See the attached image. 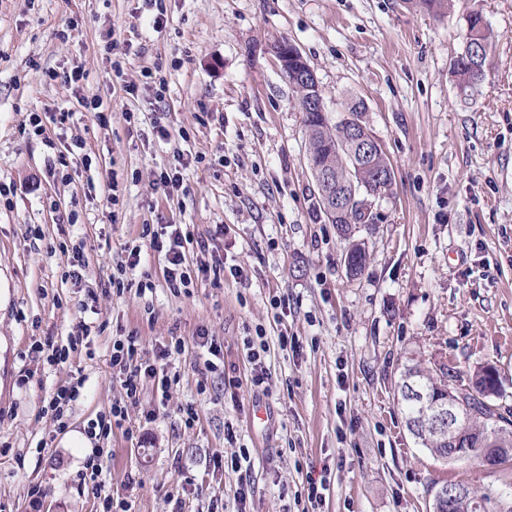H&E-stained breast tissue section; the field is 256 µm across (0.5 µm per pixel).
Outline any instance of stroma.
<instances>
[{
	"label": "stroma",
	"instance_id": "1",
	"mask_svg": "<svg viewBox=\"0 0 512 512\" xmlns=\"http://www.w3.org/2000/svg\"><path fill=\"white\" fill-rule=\"evenodd\" d=\"M160 28L144 0H0V504L7 512H95L77 490L89 451L73 445L88 419L122 394L112 376V341L137 331L146 353L178 338L184 354L167 405L132 437L102 443L105 476L134 512H298L309 479H326L318 512H429L445 481L502 486V474L470 462L434 460L408 434L394 395L404 365L447 362L455 384L495 366L512 409V0H454L435 16L410 0H164ZM481 11L495 40L484 81L461 92L453 61L465 18ZM76 18L71 37L58 35ZM295 44L316 73L328 111L347 95L363 99V120L394 171L392 189L360 231L368 250L357 279L345 272L347 243L315 211L298 93L272 52ZM81 68L79 93L47 70ZM167 90L156 99L153 81ZM136 85L127 94L126 84ZM110 101L108 126L79 109L78 96ZM68 106V139L91 165L73 159L48 175L49 149L22 137L30 113ZM139 115L138 123L127 120ZM173 136L159 141L150 120ZM184 152L186 189L168 194L155 178ZM118 184L110 203L106 187ZM87 243L81 283L62 276L58 249L68 217ZM188 224L214 237L248 274L244 283L197 284L175 294L163 283L161 255L137 270L154 291L108 290L126 243L145 224ZM227 235L215 236L217 225ZM39 235H32V228ZM96 302H89V291ZM288 299L282 320L270 300ZM91 312H83V304ZM86 320L89 353L53 368L31 354L33 341L65 342ZM264 329L267 389L251 387L244 342ZM288 330L298 352L278 346ZM224 344V362L242 381L229 389L205 373L198 331ZM84 380L70 425L56 433L44 399L71 378ZM199 420L185 428L179 406ZM236 439L227 441L226 427ZM248 449V494L237 474L215 469L216 453ZM195 489L182 490L183 477ZM45 491L30 508L27 491Z\"/></svg>",
	"mask_w": 512,
	"mask_h": 512
}]
</instances>
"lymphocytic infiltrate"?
Masks as SVG:
<instances>
[{
  "instance_id": "lymphocytic-infiltrate-1",
  "label": "lymphocytic infiltrate",
  "mask_w": 512,
  "mask_h": 512,
  "mask_svg": "<svg viewBox=\"0 0 512 512\" xmlns=\"http://www.w3.org/2000/svg\"><path fill=\"white\" fill-rule=\"evenodd\" d=\"M163 254L162 277L166 288L173 293L188 290L196 280L220 281L223 275L235 279L245 278L244 268L239 264L228 263L226 256L220 255L211 247L209 240L195 236L186 224H146L141 228L137 243L126 245V259L113 276L111 284L116 292L133 288L138 294L154 290L152 280H135L134 271L140 266L145 250ZM89 345V327L79 322L69 333L66 344L56 345L53 341H38L32 353L44 356L48 365L67 363L71 357ZM184 344L175 341L157 346L152 357H145L141 341L136 333H128L112 342L109 364L112 373L120 381L123 396L95 418L88 420L85 436L93 442L107 440L114 431H122L132 436L129 409L140 401L145 385H152L161 401H168L170 391L179 382L178 374L169 370L174 356L182 354ZM84 381L73 378L67 384L58 386L44 400L41 412L49 416L57 432H65L70 424L69 410L82 395ZM83 492L92 497L101 512H130L127 499L115 496L112 484L103 474L99 453L89 455L77 474Z\"/></svg>"
}]
</instances>
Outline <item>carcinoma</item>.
<instances>
[{
  "mask_svg": "<svg viewBox=\"0 0 512 512\" xmlns=\"http://www.w3.org/2000/svg\"><path fill=\"white\" fill-rule=\"evenodd\" d=\"M491 42L492 31L482 12H470L466 17V36L454 61V73L461 88H472L485 79ZM304 126L311 161L322 165L336 163L334 146L341 136V123L329 112L324 116L306 112ZM413 389L435 400L448 401L454 394L448 386V366L442 364L426 369L416 363L400 373L397 401L405 428L418 447L447 465L462 459L479 464V449L501 448L503 452L495 466L512 470V418L501 415L500 407L491 401V397L500 394L499 376L494 367L477 370L471 377V385L463 388L465 392L473 391L465 407L470 422L467 434L452 451L448 449V436L439 433L434 423L424 416L421 405L411 399L409 391ZM497 494L499 491L492 488L471 487L457 499L454 512H512V508H502Z\"/></svg>",
  "mask_w": 512,
  "mask_h": 512,
  "instance_id": "1",
  "label": "carcinoma"
}]
</instances>
